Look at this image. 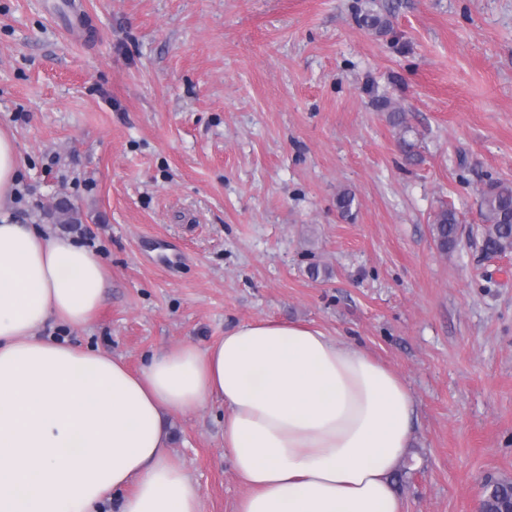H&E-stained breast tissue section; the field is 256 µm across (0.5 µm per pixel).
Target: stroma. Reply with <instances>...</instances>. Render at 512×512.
<instances>
[{"mask_svg": "<svg viewBox=\"0 0 512 512\" xmlns=\"http://www.w3.org/2000/svg\"><path fill=\"white\" fill-rule=\"evenodd\" d=\"M0 128L18 220L109 269L93 321L43 335L137 370L244 322L308 323L412 393L404 512H476L512 483V253L483 252L478 207L512 183V0H0ZM62 196L80 223L54 224ZM223 416H164L204 512L245 492ZM431 233L438 248L444 252L453 250L458 245L459 227L455 212L452 209H441L433 218Z\"/></svg>", "mask_w": 512, "mask_h": 512, "instance_id": "35a3bbf8", "label": "stroma"}]
</instances>
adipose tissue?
Listing matches in <instances>:
<instances>
[{"label":"adipose tissue","instance_id":"ef3b65f1","mask_svg":"<svg viewBox=\"0 0 512 512\" xmlns=\"http://www.w3.org/2000/svg\"><path fill=\"white\" fill-rule=\"evenodd\" d=\"M23 161L0 130V512H202L163 412L216 401L245 486L236 512H401L396 474L414 398L359 347L256 320L139 372L41 327L87 324L109 272L72 238L12 217Z\"/></svg>","mask_w":512,"mask_h":512}]
</instances>
